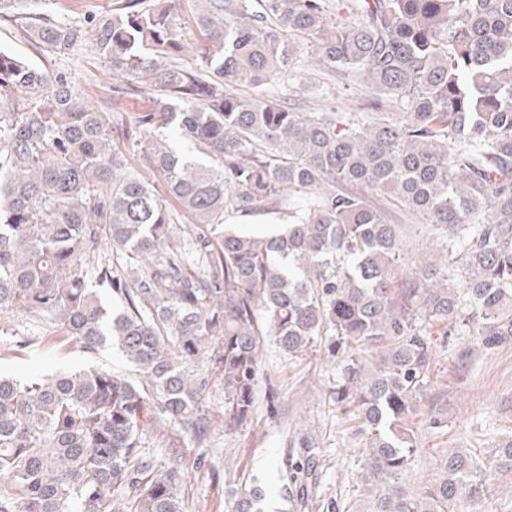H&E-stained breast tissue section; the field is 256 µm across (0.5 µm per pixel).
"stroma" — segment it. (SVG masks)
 I'll return each mask as SVG.
<instances>
[{
    "label": "stroma",
    "instance_id": "1",
    "mask_svg": "<svg viewBox=\"0 0 512 512\" xmlns=\"http://www.w3.org/2000/svg\"><path fill=\"white\" fill-rule=\"evenodd\" d=\"M112 3L44 0L41 9L87 23L106 15ZM54 67L66 72L70 84L96 107L137 112L146 104L145 97L124 96L122 78L86 45L74 47ZM433 333L435 359L413 424L418 451L407 484L414 493L433 484L450 451L466 448L481 457L512 434V337L485 347L468 333H447L442 325ZM88 365L130 371L116 350L85 351L46 318L22 311L0 316V373L19 378ZM339 373L337 365L324 360L322 345L290 356L264 340L257 420L231 432L216 428L203 445L183 444L187 476L182 495L189 512H231L245 482L255 476L264 490L262 512H352L361 493L364 439L357 419L331 395ZM304 437L311 439L312 452L300 448ZM292 458L310 472L308 500L299 509L284 489Z\"/></svg>",
    "mask_w": 512,
    "mask_h": 512
}]
</instances>
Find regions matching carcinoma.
<instances>
[{"instance_id":"carcinoma-1","label":"carcinoma","mask_w":512,"mask_h":512,"mask_svg":"<svg viewBox=\"0 0 512 512\" xmlns=\"http://www.w3.org/2000/svg\"><path fill=\"white\" fill-rule=\"evenodd\" d=\"M191 2V43L174 0H116L95 23L112 74L147 88L148 107L126 119L0 48V313L116 349L139 376L0 375V512H188L180 441L209 435L214 373L224 429L253 422L266 336L290 356L320 341L340 362L334 399L366 440L355 512H462L490 495L492 470L512 471V435L486 464L448 453L422 496L405 475L430 328L471 329L485 346L512 336V0H344L334 23L329 0ZM41 3L0 0V23L51 59L85 41L83 24ZM305 49L328 80L366 88L364 111L288 106L275 81ZM375 194L440 229L442 255L404 268L402 225ZM229 212L286 231L238 234ZM183 214L193 238L174 245ZM108 248L120 263L85 268ZM155 410L164 467L141 450ZM293 492L303 502L298 466ZM262 496L233 512H261Z\"/></svg>"}]
</instances>
